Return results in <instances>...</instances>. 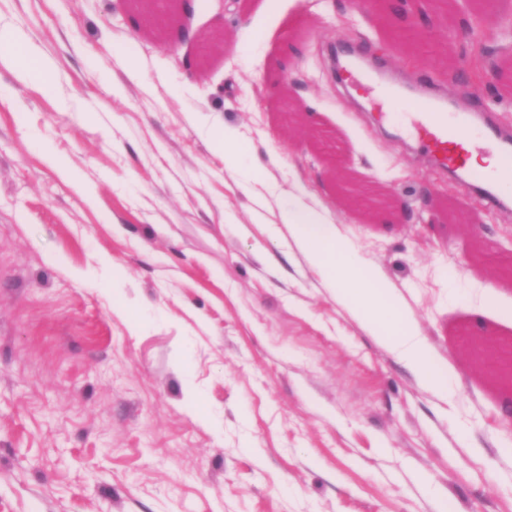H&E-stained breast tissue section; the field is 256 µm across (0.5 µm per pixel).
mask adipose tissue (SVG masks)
Returning <instances> with one entry per match:
<instances>
[{
  "label": "adipose tissue",
  "mask_w": 512,
  "mask_h": 512,
  "mask_svg": "<svg viewBox=\"0 0 512 512\" xmlns=\"http://www.w3.org/2000/svg\"><path fill=\"white\" fill-rule=\"evenodd\" d=\"M0 46L9 50L10 64L20 78L46 90L52 88L56 79L52 67L20 30L0 24ZM283 221L293 243L320 271L335 297L427 389L444 400H451L447 369L440 365L434 348L421 335L415 316L390 288L384 275L361 263L351 245L316 208L300 202L289 203Z\"/></svg>",
  "instance_id": "obj_1"
}]
</instances>
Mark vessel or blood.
<instances>
[{
    "mask_svg": "<svg viewBox=\"0 0 512 512\" xmlns=\"http://www.w3.org/2000/svg\"><path fill=\"white\" fill-rule=\"evenodd\" d=\"M408 118L422 149L453 170H465L468 156L474 150L512 162V134L489 120L475 125L469 111H450L436 103L424 102Z\"/></svg>",
    "mask_w": 512,
    "mask_h": 512,
    "instance_id": "vessel-or-blood-1",
    "label": "vessel or blood"
}]
</instances>
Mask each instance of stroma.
I'll use <instances>...</instances> for the list:
<instances>
[{
  "instance_id": "35a3bbf8",
  "label": "stroma",
  "mask_w": 512,
  "mask_h": 512,
  "mask_svg": "<svg viewBox=\"0 0 512 512\" xmlns=\"http://www.w3.org/2000/svg\"><path fill=\"white\" fill-rule=\"evenodd\" d=\"M414 9L405 39L383 0H204L167 49L127 0H0L57 73L46 92L0 58V512H512L503 395L453 346L512 336V280L467 260L463 230L511 251L512 199L433 167L407 104L333 62L512 127V0ZM226 126L233 165L211 144ZM334 152L397 209L347 210ZM296 198L384 273L452 402L336 301L281 222Z\"/></svg>"
}]
</instances>
